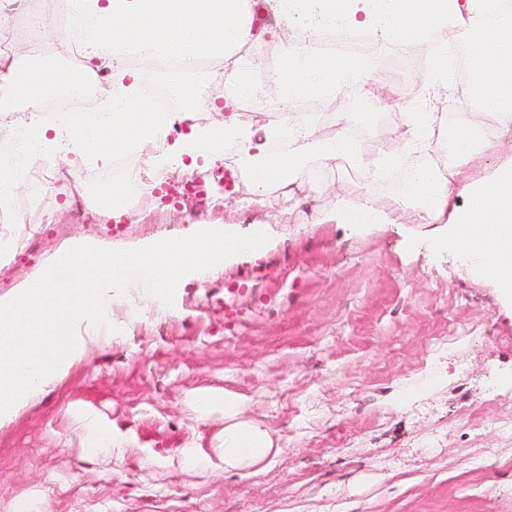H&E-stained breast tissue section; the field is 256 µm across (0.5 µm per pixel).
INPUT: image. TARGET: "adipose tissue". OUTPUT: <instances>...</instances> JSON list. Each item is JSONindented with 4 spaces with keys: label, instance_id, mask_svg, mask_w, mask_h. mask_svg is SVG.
I'll return each mask as SVG.
<instances>
[{
    "label": "adipose tissue",
    "instance_id": "obj_1",
    "mask_svg": "<svg viewBox=\"0 0 512 512\" xmlns=\"http://www.w3.org/2000/svg\"><path fill=\"white\" fill-rule=\"evenodd\" d=\"M281 20L298 16L310 28L333 31L366 26L382 38L405 42L423 36L429 28L446 24L460 14L459 0H265ZM479 16L462 27L461 44L470 50L474 84L487 109L503 127L512 126V14L503 13L501 0H480ZM76 23L90 21L91 32L83 44L88 60L111 66L115 77L112 102L99 118L87 122L71 115L66 126L73 143V164L86 154L109 163L120 152H139L166 138L174 123L189 121L187 135L168 145L155 157L163 165L190 159L209 162L224 152L225 139H233L248 159V195L258 197L271 186L293 183L299 158L313 153L322 164L339 158L357 159L353 140L345 133L335 139L319 137L310 115L294 113L276 123L263 124V139L243 128L236 113L225 115L206 128L192 124L193 111H153L148 89L136 68L127 66L133 55L173 57L183 68L177 90L190 104L200 87L194 80L201 60L230 61L242 44L253 41V0H76ZM275 70L285 94L319 98L342 89L366 71L365 64L342 63L315 54L310 47H277ZM55 83L49 70L40 67L0 72V126L23 128L27 150L13 139H0V200L12 195L25 168L53 151L55 140L45 137L42 99ZM24 111H17V103ZM408 196L421 198L428 214L441 215L448 203L446 192L427 169L406 173ZM473 207L455 218L453 237L467 247L482 225L496 227L495 260L486 273L512 288V166L502 169L488 183L472 188ZM242 399L225 398L224 465L238 469L265 461L274 452L266 431L240 420Z\"/></svg>",
    "mask_w": 512,
    "mask_h": 512
}]
</instances>
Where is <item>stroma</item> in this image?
<instances>
[{
    "label": "stroma",
    "instance_id": "stroma-1",
    "mask_svg": "<svg viewBox=\"0 0 512 512\" xmlns=\"http://www.w3.org/2000/svg\"><path fill=\"white\" fill-rule=\"evenodd\" d=\"M420 44L313 115L330 136L358 129L364 164L308 155L292 195L216 186L210 208L177 224L38 223L30 252L0 238L7 299L78 241L135 249L219 222L270 237L263 254L181 281L173 305L134 319L135 289L114 298L109 341L78 323L82 352L0 424V512H512V441L492 427L512 413V293L477 275L480 257L437 244L472 185L512 165V142L487 145L470 179L451 182L437 222L408 219L404 185L377 177L378 130L412 164L432 151L467 162L444 139L412 147L407 112L457 96ZM385 78L404 85L406 112L360 98ZM353 208L377 223H346ZM228 395L245 398L243 420L271 435L275 457L225 468ZM100 428L110 452L96 448Z\"/></svg>",
    "mask_w": 512,
    "mask_h": 512
}]
</instances>
